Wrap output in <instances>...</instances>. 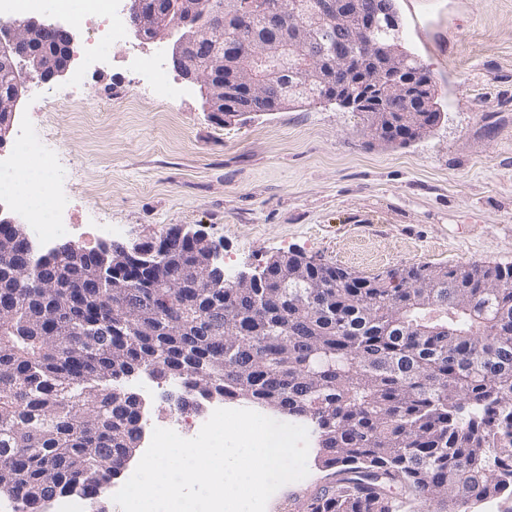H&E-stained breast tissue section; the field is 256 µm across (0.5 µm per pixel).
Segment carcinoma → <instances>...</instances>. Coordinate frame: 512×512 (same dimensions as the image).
<instances>
[{
	"label": "carcinoma",
	"mask_w": 512,
	"mask_h": 512,
	"mask_svg": "<svg viewBox=\"0 0 512 512\" xmlns=\"http://www.w3.org/2000/svg\"><path fill=\"white\" fill-rule=\"evenodd\" d=\"M97 271L13 235L0 255V495L114 480L144 411V372L202 404L247 401L307 421L329 482L306 512H467L512 501V266L470 264L469 287L416 288L439 267L372 277L320 264L313 288H156L188 241ZM24 292L14 299L11 291ZM432 297L439 316L422 307Z\"/></svg>",
	"instance_id": "1"
}]
</instances>
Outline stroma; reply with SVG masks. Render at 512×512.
<instances>
[{"label": "stroma", "mask_w": 512, "mask_h": 512, "mask_svg": "<svg viewBox=\"0 0 512 512\" xmlns=\"http://www.w3.org/2000/svg\"><path fill=\"white\" fill-rule=\"evenodd\" d=\"M402 34L436 83L443 117L427 137L387 145L363 114L331 103L223 121L199 85L166 65L168 85L141 87L134 58L169 56L171 41L135 33L75 56L28 83L13 132L44 140L48 171L74 222L96 214L119 241L188 226L251 271L296 252L360 276L412 264L512 265V0H397ZM78 99H70L71 90ZM282 486L270 512L320 487Z\"/></svg>", "instance_id": "1"}]
</instances>
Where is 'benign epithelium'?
Here are the masks:
<instances>
[{
    "label": "benign epithelium",
    "instance_id": "7a95c632",
    "mask_svg": "<svg viewBox=\"0 0 512 512\" xmlns=\"http://www.w3.org/2000/svg\"><path fill=\"white\" fill-rule=\"evenodd\" d=\"M129 25L143 41L177 36L171 61L182 76L201 86L207 104L217 115L235 117L253 112L254 101L269 102L265 111L280 112L299 99L321 98L366 112L378 134L400 130L419 140L439 124L435 98L426 84L399 80L405 64L401 25L393 0H126ZM257 13L266 16L263 41H226L225 27L234 20L242 30ZM384 21L385 40L367 41L360 50L349 46L357 27ZM71 33L57 24L34 18L0 27V148L7 143L17 104L26 81L47 80L65 72L71 63ZM394 99V106L369 108V101ZM177 239L195 246V260L172 271L156 284L180 288L187 282L206 287L223 275L221 248L198 232L181 226ZM155 248L132 239L106 243L102 258L120 267ZM280 275L282 287L310 282L308 263Z\"/></svg>",
    "mask_w": 512,
    "mask_h": 512
}]
</instances>
